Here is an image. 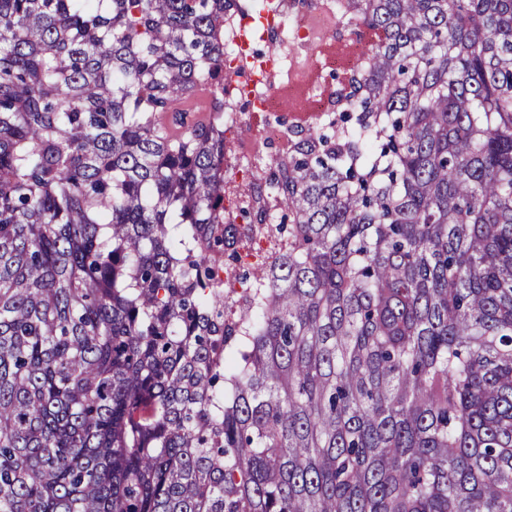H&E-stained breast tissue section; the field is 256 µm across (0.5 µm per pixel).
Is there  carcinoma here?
Listing matches in <instances>:
<instances>
[{
	"label": "carcinoma",
	"mask_w": 512,
	"mask_h": 512,
	"mask_svg": "<svg viewBox=\"0 0 512 512\" xmlns=\"http://www.w3.org/2000/svg\"><path fill=\"white\" fill-rule=\"evenodd\" d=\"M233 6L0 0V512H512V0H336L241 224ZM274 3L278 1H292L295 3V10L300 14H311L317 18V28L320 32L316 40L318 45V52L316 56H306L307 53L300 54V61L302 63L301 69V82L297 85L304 96V105L301 112H307L310 119L304 125L296 124L299 117L291 115L295 112H281L282 106L276 97L267 94H259L262 85L266 83H258V78L261 76L260 70L257 69H244L246 72V79L239 84H231L229 94H224V167L232 168L238 162L239 155L244 150L243 143H237L234 134L242 122L241 112H245L244 122L239 129V137L247 145L254 141L261 140L260 147L254 151H249L243 162L245 164L241 172L237 170L224 169V184L226 193L231 196H239L241 199H248L251 190H263L252 188L249 186V177H253L255 183H260V180L265 182L267 176V167L271 165L272 159L281 155L280 145L283 144L282 152H288V140L283 135L281 130L270 127L266 130V137L273 138L279 142V145L272 140H267L262 137V127L264 124H277L275 116L280 113H285L288 116V125H293L299 129H307L316 126L320 120V114L314 108V101L316 96L322 92H336L340 85L338 84L337 77L350 71L357 65L360 56L355 53V47L362 43L364 51L369 47L367 40L357 37L359 29L354 26H349L342 22L336 16L329 13L324 3L329 0H273ZM335 58L336 60L346 63L348 69H331L327 65L329 59ZM254 85L252 93L259 98L256 101L254 97L248 96L245 91L246 85ZM261 91V90H260ZM262 92V91H261ZM263 93V92H262ZM249 103L250 106H255L259 103L257 112H254L250 107L240 106V103ZM252 115L248 116V113ZM300 112V113H301Z\"/></svg>",
	"instance_id": "carcinoma-1"
}]
</instances>
